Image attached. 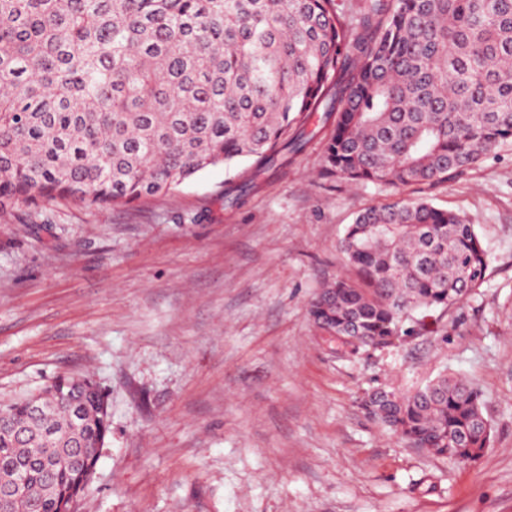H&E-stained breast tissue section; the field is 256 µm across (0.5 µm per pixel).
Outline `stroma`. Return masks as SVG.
Here are the masks:
<instances>
[{
  "mask_svg": "<svg viewBox=\"0 0 512 512\" xmlns=\"http://www.w3.org/2000/svg\"><path fill=\"white\" fill-rule=\"evenodd\" d=\"M331 130L314 113L288 165L221 164L129 206L0 207V403L88 373L109 404L76 512H512V143L401 194L475 224L482 286L425 312L422 335L352 355L309 303L350 275L355 214L398 194L323 178ZM445 371L483 393L478 462L411 447L359 406Z\"/></svg>",
  "mask_w": 512,
  "mask_h": 512,
  "instance_id": "obj_1",
  "label": "stroma"
}]
</instances>
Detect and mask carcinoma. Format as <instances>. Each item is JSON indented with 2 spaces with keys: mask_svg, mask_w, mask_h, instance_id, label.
<instances>
[{
  "mask_svg": "<svg viewBox=\"0 0 512 512\" xmlns=\"http://www.w3.org/2000/svg\"><path fill=\"white\" fill-rule=\"evenodd\" d=\"M335 115L323 171L347 183L433 186L512 141V0H0V205L76 198L126 205L240 158L261 171ZM340 249L354 276L310 302L315 325L350 353L416 336L420 309L455 307L489 258L462 213L425 198L369 205ZM40 409L0 404V512H69L111 423L89 378L51 383ZM362 408L416 448L474 462L493 428L476 383L377 387Z\"/></svg>",
  "mask_w": 512,
  "mask_h": 512,
  "instance_id": "carcinoma-1",
  "label": "carcinoma"
}]
</instances>
